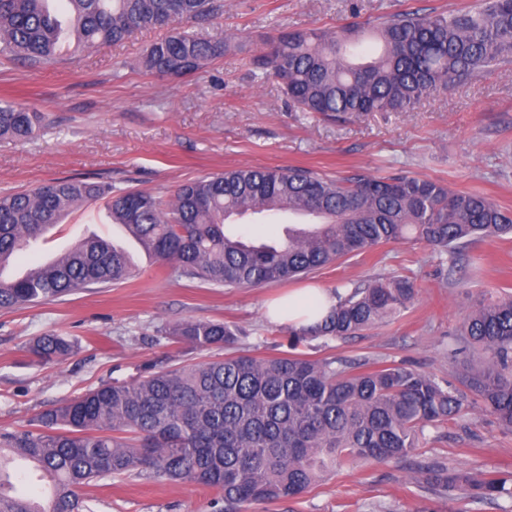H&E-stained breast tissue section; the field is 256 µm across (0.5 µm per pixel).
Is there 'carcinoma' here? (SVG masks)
Wrapping results in <instances>:
<instances>
[{"mask_svg": "<svg viewBox=\"0 0 512 512\" xmlns=\"http://www.w3.org/2000/svg\"><path fill=\"white\" fill-rule=\"evenodd\" d=\"M218 0H0V60L53 65L66 50L117 46L142 29L167 34L143 64L158 76L197 73L231 51V39L189 33L184 21L218 12ZM361 27L286 31L253 65L274 75L300 112H407L492 67L512 63V0H479L452 12L405 11L371 32ZM38 112L0 102V139L34 135ZM103 200L112 218L162 267L214 287L241 288L302 278L339 260L403 241L449 258L485 239L512 234V211L479 192L400 175L332 178L290 167H238L180 185L166 205L106 182L56 179L0 197V269L33 248L61 215ZM260 218L311 212L310 227L254 243L226 231L235 212ZM126 251L90 236L55 260L0 279V309L54 301L133 276ZM414 281L391 275L336 294L317 325L291 331L288 354L257 358L235 350L238 330L190 319L169 338L224 359L148 371L130 382H102L40 412L21 430H0V512H87L80 490L104 478L162 477L210 490L224 512L296 500L340 463L399 461L428 427L457 420L479 403L512 427V295L480 298L463 317L459 350L476 360L462 387L404 364L362 371L347 358L311 359L307 340L346 339L406 309ZM75 345L34 337L26 351L61 362ZM20 466L50 495L20 494ZM435 495L512 499V473L432 466L417 470Z\"/></svg>", "mask_w": 512, "mask_h": 512, "instance_id": "carcinoma-1", "label": "carcinoma"}]
</instances>
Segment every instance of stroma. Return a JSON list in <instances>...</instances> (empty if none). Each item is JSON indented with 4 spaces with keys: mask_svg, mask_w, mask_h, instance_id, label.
<instances>
[{
    "mask_svg": "<svg viewBox=\"0 0 512 512\" xmlns=\"http://www.w3.org/2000/svg\"><path fill=\"white\" fill-rule=\"evenodd\" d=\"M476 0H224L190 30L232 39L233 51L182 77L147 72L143 58L162 30L146 29L119 46L79 51L50 67L0 64V101L41 112L33 137L0 140V194L59 178L107 182L168 201L186 182L229 168L306 167L333 177L409 175L477 191L512 209V65L408 112L329 117L295 111L273 77L255 75L252 59L280 32L379 23L415 8L456 11ZM87 235L122 240L136 268L129 280L100 285L13 310H0V429L20 428L49 406L99 383L138 377L154 364L173 368L223 358L196 351L165 332L188 319L236 326L240 348L257 356L289 350L287 325L265 314L269 301L314 284L347 291L393 274L412 277L418 294L396 317L346 340H316L302 351L366 365L405 364L455 381L469 357L455 353L462 318L479 295L512 293V237L470 244L472 265L449 271L438 252L392 243L307 277L259 287L200 285L168 275L103 202L71 211L16 272L62 253ZM55 332L77 345L61 363L31 359L26 344ZM512 472V428L475 409L427 428L399 463L346 465L296 501L256 504L247 512H512V499L437 497L413 478L412 464ZM92 512H220L213 495L163 478H106L82 490Z\"/></svg>",
    "mask_w": 512,
    "mask_h": 512,
    "instance_id": "obj_1",
    "label": "stroma"
}]
</instances>
